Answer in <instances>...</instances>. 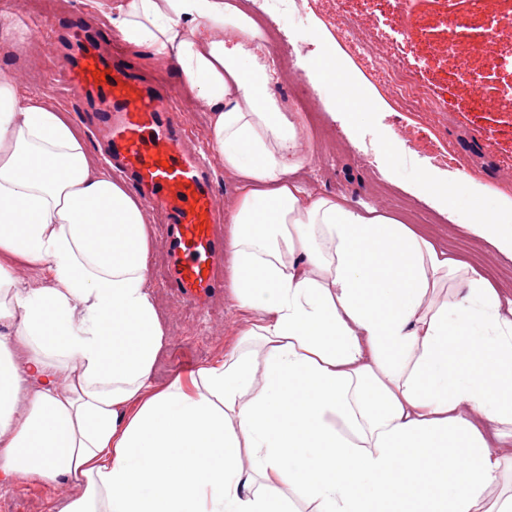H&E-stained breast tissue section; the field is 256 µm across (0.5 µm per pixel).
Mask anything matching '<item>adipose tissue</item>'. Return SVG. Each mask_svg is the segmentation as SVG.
I'll return each mask as SVG.
<instances>
[{
    "label": "adipose tissue",
    "instance_id": "obj_1",
    "mask_svg": "<svg viewBox=\"0 0 512 512\" xmlns=\"http://www.w3.org/2000/svg\"><path fill=\"white\" fill-rule=\"evenodd\" d=\"M210 115L235 194L227 286L252 320L163 385L153 222L46 95L0 77V486L57 512H512V297L372 205L315 194L265 31L241 0H97ZM465 233L512 259V204ZM38 269L36 279L17 267ZM449 297H442V290ZM58 493L52 485L19 481L0 488V512H47Z\"/></svg>",
    "mask_w": 512,
    "mask_h": 512
}]
</instances>
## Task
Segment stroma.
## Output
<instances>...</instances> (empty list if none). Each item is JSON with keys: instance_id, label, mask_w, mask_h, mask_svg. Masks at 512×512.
<instances>
[{"instance_id": "obj_1", "label": "stroma", "mask_w": 512, "mask_h": 512, "mask_svg": "<svg viewBox=\"0 0 512 512\" xmlns=\"http://www.w3.org/2000/svg\"><path fill=\"white\" fill-rule=\"evenodd\" d=\"M265 5L279 29L278 39L270 43L273 55L289 51L294 56L292 66L281 68L276 91L291 112L293 88L301 86L310 106L299 114L313 145L306 172L309 186L402 215L449 251L481 266L496 288L511 295L512 260L485 241L459 233L457 227L470 221L475 211L498 203L500 196L512 198V96L502 91L512 84V69L499 66L501 59H512V36L502 35L492 47L480 38L470 40L464 50L468 68L462 71L448 52L443 22L476 9L471 0H415L414 26L406 34L398 31L387 0H310L308 15L300 23L280 13L277 0H266ZM101 35L100 54L120 52L143 78L176 88L175 103L194 137L195 150L211 153L208 115L188 103L177 73L169 67H142L134 51L111 29ZM32 38L38 51L30 58L0 45V74L29 93L49 95L72 113L91 146L109 152L107 133L92 124L83 102L59 88L63 73L56 44L37 32ZM391 54L411 71L436 111H398L388 79L374 63L375 58ZM330 57L347 71L355 91L337 95L327 109L324 87L309 72ZM485 71L493 75L497 87L480 98L469 76ZM359 94L376 102L368 115H359L354 107ZM467 146L473 149L468 166L436 164L437 156ZM426 171L443 179L463 173L472 184L449 195L447 209H438L426 196L408 190ZM166 248L163 232H156L152 287L170 338L154 369L159 384L224 356L249 318L226 290L203 307L177 301L166 283ZM57 496L54 486L19 481L0 488V512H48Z\"/></svg>"}]
</instances>
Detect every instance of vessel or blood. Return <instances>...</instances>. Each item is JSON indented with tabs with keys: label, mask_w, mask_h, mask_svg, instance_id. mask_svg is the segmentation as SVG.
Segmentation results:
<instances>
[{
	"label": "vessel or blood",
	"mask_w": 512,
	"mask_h": 512,
	"mask_svg": "<svg viewBox=\"0 0 512 512\" xmlns=\"http://www.w3.org/2000/svg\"><path fill=\"white\" fill-rule=\"evenodd\" d=\"M68 36L84 51L78 62H64L66 84L107 130L110 157L119 171L161 213L169 241L166 279L173 294L205 303L219 287L224 240L216 231L209 168L189 148L172 106L174 92L146 85L123 57L97 53L98 34L74 23Z\"/></svg>",
	"instance_id": "vessel-or-blood-1"
}]
</instances>
